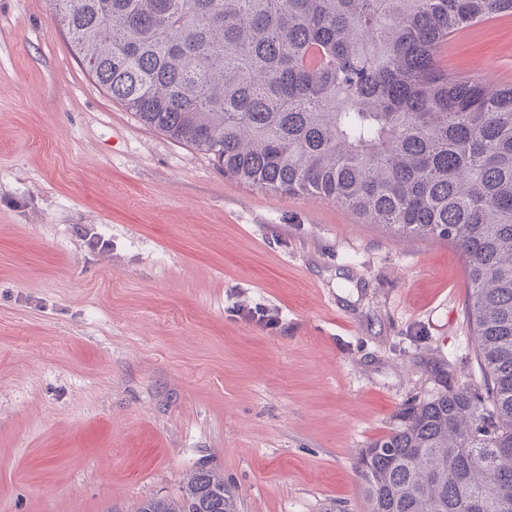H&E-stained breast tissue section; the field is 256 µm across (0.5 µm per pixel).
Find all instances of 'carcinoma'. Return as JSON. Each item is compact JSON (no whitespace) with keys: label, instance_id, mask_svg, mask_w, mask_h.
Returning a JSON list of instances; mask_svg holds the SVG:
<instances>
[{"label":"carcinoma","instance_id":"1","mask_svg":"<svg viewBox=\"0 0 512 512\" xmlns=\"http://www.w3.org/2000/svg\"><path fill=\"white\" fill-rule=\"evenodd\" d=\"M74 51L141 122L266 191L453 243L486 394L402 412L356 470L369 512H512V85L451 80L448 37L512 0H52ZM136 512H237L201 467Z\"/></svg>","mask_w":512,"mask_h":512}]
</instances>
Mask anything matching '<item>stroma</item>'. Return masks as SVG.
Here are the masks:
<instances>
[{
	"label": "stroma",
	"instance_id": "obj_1",
	"mask_svg": "<svg viewBox=\"0 0 512 512\" xmlns=\"http://www.w3.org/2000/svg\"><path fill=\"white\" fill-rule=\"evenodd\" d=\"M438 62L512 84V17ZM470 294L450 242L225 175L93 81L51 0H0V512H135L202 465L239 512H367L362 448L482 385Z\"/></svg>",
	"mask_w": 512,
	"mask_h": 512
}]
</instances>
